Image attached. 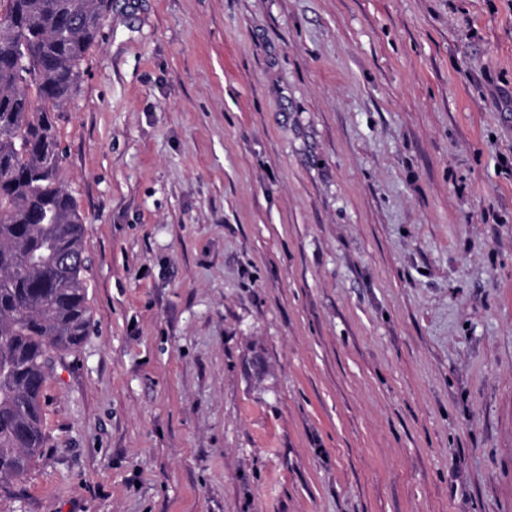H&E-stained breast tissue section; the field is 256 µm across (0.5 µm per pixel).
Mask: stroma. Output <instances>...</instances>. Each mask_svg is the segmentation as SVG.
I'll use <instances>...</instances> for the list:
<instances>
[{
  "label": "stroma",
  "instance_id": "obj_1",
  "mask_svg": "<svg viewBox=\"0 0 512 512\" xmlns=\"http://www.w3.org/2000/svg\"><path fill=\"white\" fill-rule=\"evenodd\" d=\"M58 135L92 328L0 512H512V0H112Z\"/></svg>",
  "mask_w": 512,
  "mask_h": 512
}]
</instances>
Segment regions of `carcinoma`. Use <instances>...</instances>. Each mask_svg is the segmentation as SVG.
Here are the masks:
<instances>
[{
    "label": "carcinoma",
    "instance_id": "cac0c4a2",
    "mask_svg": "<svg viewBox=\"0 0 512 512\" xmlns=\"http://www.w3.org/2000/svg\"><path fill=\"white\" fill-rule=\"evenodd\" d=\"M112 0H0V488L47 447L54 355L89 336L83 219L60 180V112Z\"/></svg>",
    "mask_w": 512,
    "mask_h": 512
}]
</instances>
